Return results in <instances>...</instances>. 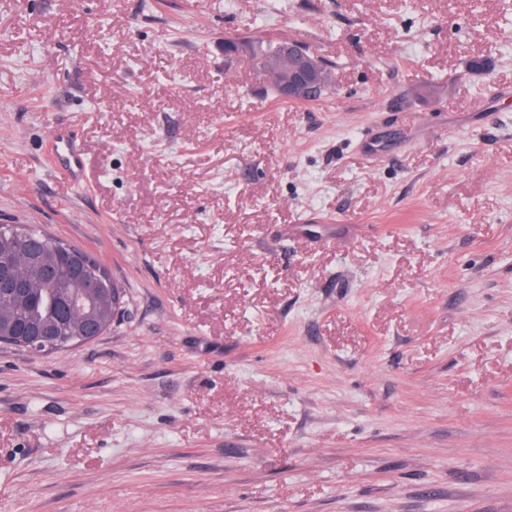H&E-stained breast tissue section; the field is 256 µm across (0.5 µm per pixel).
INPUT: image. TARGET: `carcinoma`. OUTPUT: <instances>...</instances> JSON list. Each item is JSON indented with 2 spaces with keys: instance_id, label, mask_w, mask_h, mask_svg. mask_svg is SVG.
Masks as SVG:
<instances>
[{
  "instance_id": "cac0c4a2",
  "label": "carcinoma",
  "mask_w": 512,
  "mask_h": 512,
  "mask_svg": "<svg viewBox=\"0 0 512 512\" xmlns=\"http://www.w3.org/2000/svg\"><path fill=\"white\" fill-rule=\"evenodd\" d=\"M281 41L249 45L256 69L272 75L279 94L284 78L272 60ZM0 259L31 267V298L0 299V332L12 336L18 326L54 327L60 336L108 330L119 316L112 305L117 287L106 268L89 253L17 224L0 225Z\"/></svg>"
}]
</instances>
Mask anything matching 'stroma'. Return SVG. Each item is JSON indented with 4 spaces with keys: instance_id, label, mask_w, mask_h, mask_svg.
Wrapping results in <instances>:
<instances>
[{
    "instance_id": "35a3bbf8",
    "label": "stroma",
    "mask_w": 512,
    "mask_h": 512,
    "mask_svg": "<svg viewBox=\"0 0 512 512\" xmlns=\"http://www.w3.org/2000/svg\"><path fill=\"white\" fill-rule=\"evenodd\" d=\"M0 224L126 299L0 344V512H512V0H0ZM287 40H278L270 42L266 45L258 43L257 45H248L250 49V56L256 69L261 73H270L272 77V89L276 97L280 98L279 89L282 79L286 74H282L276 67L273 66L272 60L279 52V46L282 42ZM280 54L283 60L288 61L290 69L288 82L281 86L284 98L290 101L312 100L320 88L323 70L326 76L324 88L312 101H316L328 93L331 88V79L316 56L307 55L304 49L295 42L283 44ZM55 162L76 178H82L84 159L82 155L70 146L69 132L59 128L54 133Z\"/></svg>"
}]
</instances>
